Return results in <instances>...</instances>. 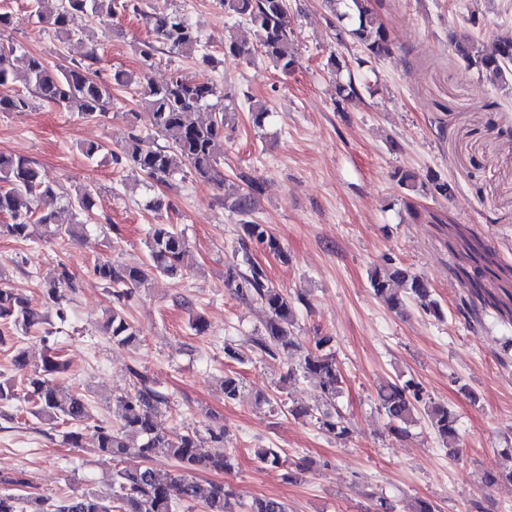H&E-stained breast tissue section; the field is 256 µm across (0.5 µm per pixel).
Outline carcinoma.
<instances>
[{"label": "carcinoma", "instance_id": "cac0c4a2", "mask_svg": "<svg viewBox=\"0 0 512 512\" xmlns=\"http://www.w3.org/2000/svg\"><path fill=\"white\" fill-rule=\"evenodd\" d=\"M36 13L50 25L56 36L70 40L91 39L84 29H75L71 20L78 14H90L102 21L120 12L133 11L152 25L158 41L178 54L192 55L198 51L199 37L184 16L178 13L156 15L143 8L142 0H57L55 10L45 14L41 7L44 0H35ZM345 11L337 14L348 24L347 35L356 41L373 58H381L391 51L388 29L371 7L370 0H338ZM224 9L235 17L249 22L256 35V47L229 40L225 52L235 57H250L254 49L270 58L282 72L293 71L298 64L295 52V28L288 12L286 0H222ZM455 53L469 66L476 68L492 85H498L512 76V37L499 38L489 45L474 41L462 33L452 37ZM15 49H0V112H23L30 107V99L6 88L22 82L35 88L49 102L62 103L75 108L85 119H94L103 113L112 99L114 86H126L131 76L122 70L112 73L108 80L93 76L95 70L88 65L74 62L70 65H49L42 57L25 54L24 68L18 70L10 58ZM360 84L354 75L337 85V93L344 101L360 98ZM219 98L218 87L209 81H193L174 71L161 84L147 83L142 101L152 113L157 136L165 140L158 145L138 134L128 136L120 151L111 152L112 158L124 163L156 184H166L183 168H190L196 177L208 182L221 183L224 174L220 161L224 158V124L226 114L210 111L209 118L193 122L188 114L212 106ZM401 185L413 193L427 191L441 197L452 196L451 184L434 175L421 178L410 170L395 173ZM262 192L261 183L247 181V190L237 197L235 209L244 216L243 233L270 252L282 254L279 242L265 225L246 219L252 211L256 195ZM54 195L52 185L42 181L35 162L23 157L0 154V216L10 221L0 224V238L25 240L33 224L53 226L52 233L62 239L79 240L90 231L93 220L94 200L85 187H77L68 198L67 207L72 220L59 222L54 212L36 214L35 203L43 197ZM148 261L140 267H127L108 259L95 263L93 273L101 286L121 302L136 288H142L152 277L163 274L174 276L187 267L189 249L183 234L168 224H155L146 242ZM246 271L240 274L237 294L261 302L267 319L264 332L253 339L260 353L270 357L279 351L295 350L300 353L298 368L303 376L312 379L323 394L328 407L335 406L342 393L343 377L335 353L329 349L330 336H322L314 345L305 347L295 334L296 306L290 296L268 283L262 268L249 254L242 256ZM486 270L479 267L473 272L461 270L458 278L468 288L470 297L467 313L479 314L475 300L483 305L497 306L493 296L486 295L481 279ZM370 286L376 297L392 310L404 308L410 299L425 313L441 315V307L425 280L409 269L387 264L370 275ZM72 287L67 271L45 281L44 295L58 304L64 299L63 291ZM0 346L14 340V336L39 334L48 341L53 334L47 327V316L36 309L30 299L0 283ZM104 328L112 339L126 345L138 340L137 330L127 320L120 306L105 311ZM15 366L25 371L23 388L10 380H0V406H9L24 400L29 404L28 413L42 424L67 425L63 442L73 448L82 447L83 430H94V450L110 456L119 464L114 470L109 491L88 489L54 500L32 490V484L22 471L10 475L0 474V512H178L183 503L200 504L205 512H234L233 493L224 490L222 483H199L187 475L202 470L229 471L233 460L220 451L224 447V427L208 426L203 430L177 431L159 419V406L167 397L157 391L146 375L134 370L132 389L115 397L112 405L120 424L113 426L95 418L85 398L76 392L47 386L44 376L60 373L65 363L56 349L48 346L41 363L28 368L26 353L22 350L14 357ZM420 384L412 379L387 383L378 393L379 409L388 419L390 428L397 434L407 435L419 415L427 417L428 425L443 441L456 438L457 417L447 406L428 401L422 395ZM296 416L315 419L319 429L338 438L351 435L352 430L340 414L330 410L310 407L295 408ZM138 437L131 444L128 437ZM216 449L203 453V443ZM175 461L180 474L162 472L149 465L159 454ZM259 461L272 469L284 466L279 449L259 448L255 451ZM249 512H289L288 504L274 497L255 499Z\"/></svg>", "mask_w": 512, "mask_h": 512}]
</instances>
